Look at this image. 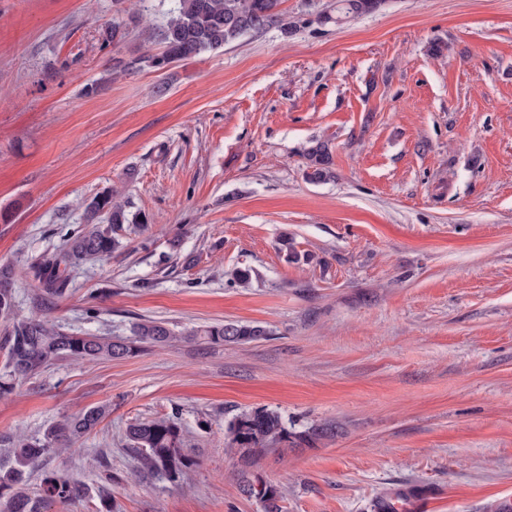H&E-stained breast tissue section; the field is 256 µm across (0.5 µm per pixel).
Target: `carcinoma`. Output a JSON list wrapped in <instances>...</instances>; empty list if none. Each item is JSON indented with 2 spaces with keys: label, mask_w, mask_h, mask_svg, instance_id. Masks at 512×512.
Instances as JSON below:
<instances>
[{
  "label": "carcinoma",
  "mask_w": 512,
  "mask_h": 512,
  "mask_svg": "<svg viewBox=\"0 0 512 512\" xmlns=\"http://www.w3.org/2000/svg\"><path fill=\"white\" fill-rule=\"evenodd\" d=\"M280 0H178L171 17L161 30L162 51L143 54L138 62L161 69L169 64L219 49L251 32L278 28L288 34L291 27L278 10ZM385 0H334L329 12L319 22L341 24L371 13ZM306 178L324 182L333 177L332 156L328 147L317 144L307 152ZM91 224L66 239L62 248L32 265L41 300L50 301L65 294L66 281L61 265H75L94 257H106L120 249L115 231L122 224L145 220L133 216L116 195L104 190L86 207ZM280 251L288 261H310L311 256L297 251L293 240H281ZM14 271L0 265V320L6 323L3 349L5 363L0 373V394L7 393L19 381L30 380L45 368L63 361L120 360L134 355L144 344L164 345L176 339L174 332L159 320L143 319L134 324L135 340L126 342L109 336L74 333L37 316H22L17 311ZM211 345L247 344L269 335L262 326L239 321H226L202 326L192 332ZM109 414L105 406H93L64 416L43 431L25 435L0 436L6 448L0 457V500L7 512H51L59 504L85 497L83 484L58 476L46 475L36 488L30 487V472L45 458L59 450H72L75 444L91 434ZM340 427L331 422L312 424L301 430L288 424L280 411L271 408L243 410L225 425V450L238 457L240 492L253 498L262 512H283V492L267 481L260 471L261 462L272 451L285 452L297 448H313L331 439ZM126 438L139 453L143 466L176 482L183 478L190 461L184 454L188 447L187 431L175 414L131 423ZM104 472V485L99 490L100 508L111 512L110 486L114 481L106 460L99 461ZM428 492L423 486L390 489L378 494L366 506V512H404V505Z\"/></svg>",
  "instance_id": "1"
}]
</instances>
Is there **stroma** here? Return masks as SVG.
Returning <instances> with one entry per match:
<instances>
[{"instance_id": "1", "label": "stroma", "mask_w": 512, "mask_h": 512, "mask_svg": "<svg viewBox=\"0 0 512 512\" xmlns=\"http://www.w3.org/2000/svg\"><path fill=\"white\" fill-rule=\"evenodd\" d=\"M332 2L281 0L293 34L157 70L130 62L161 51L175 0H0V264L19 313L122 338L143 319L269 332L62 361L0 395V435L111 408L34 472L87 490L53 512H97L102 456L112 512H262L224 451L225 422L260 407L341 426L263 460L286 512H365L413 484L433 488L413 512L512 500V0H387L321 24ZM319 141L325 183L305 177ZM107 188L146 223L41 303L32 265ZM285 235L310 263L285 259ZM235 268L249 284H228ZM175 412L192 435L178 482L125 436ZM189 336H199L211 345H224V343L247 344L269 336V332L262 326L239 321H226L202 326Z\"/></svg>"}]
</instances>
